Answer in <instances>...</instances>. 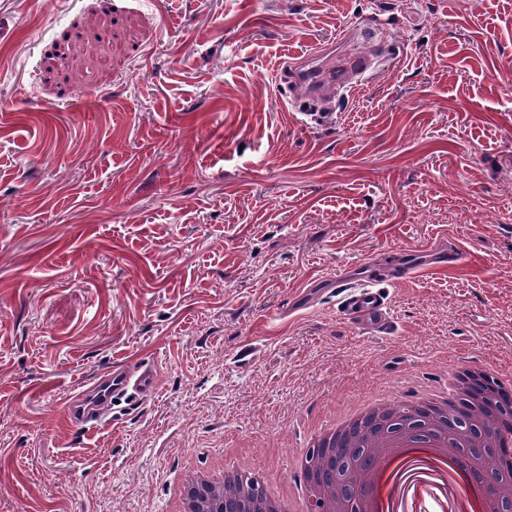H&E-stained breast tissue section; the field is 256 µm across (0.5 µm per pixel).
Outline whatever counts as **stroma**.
<instances>
[{"mask_svg": "<svg viewBox=\"0 0 512 512\" xmlns=\"http://www.w3.org/2000/svg\"><path fill=\"white\" fill-rule=\"evenodd\" d=\"M352 29L382 58L314 119L282 65ZM449 354L512 362V0H0V512H167L226 451L290 482ZM127 366L155 392L81 434L69 394ZM350 292L344 299V310L366 323L377 325L385 319V297L382 288L373 287V282L351 283Z\"/></svg>", "mask_w": 512, "mask_h": 512, "instance_id": "stroma-1", "label": "stroma"}]
</instances>
